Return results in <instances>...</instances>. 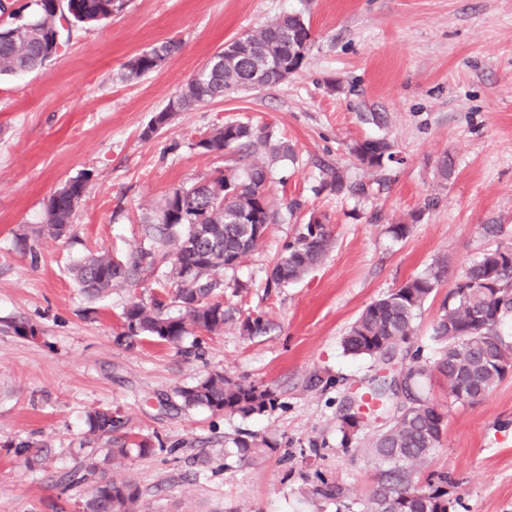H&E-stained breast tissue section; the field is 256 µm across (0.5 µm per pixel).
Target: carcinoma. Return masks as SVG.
I'll return each mask as SVG.
<instances>
[{"instance_id":"obj_1","label":"carcinoma","mask_w":512,"mask_h":512,"mask_svg":"<svg viewBox=\"0 0 512 512\" xmlns=\"http://www.w3.org/2000/svg\"><path fill=\"white\" fill-rule=\"evenodd\" d=\"M35 8L26 15L8 10L11 0H0V76H18L41 68L58 57L64 30L74 23L97 24L121 14L127 0H34ZM242 39L250 48L241 56L219 50L188 80L185 88L169 100L154 118L147 133L165 126L170 115L208 104L240 91L253 90L254 80L271 71V66L297 72L305 53L295 45L311 40V28L298 14H285L252 31ZM180 50V44L167 41L142 51L125 63L126 77L138 78L155 71ZM197 146L203 153L222 156L224 150L242 155L245 163L224 167V171L190 187L174 189L164 201L154 229L170 247L173 262L167 282L160 285L163 299L152 305L131 302L123 311L119 339L126 343L142 337L174 341L194 331L215 333L224 329V273L235 269L262 243L275 213L268 204V190L277 165L295 161L288 139L268 127L231 121L216 129ZM350 151L365 171L377 172L400 159L384 137L354 142ZM315 194L324 191L360 196L366 187L332 165L319 168ZM86 182L75 178L48 199L44 229L61 239L73 224ZM421 214L411 215V223H394L387 232L394 239L411 233ZM333 244L327 225H300L293 240L285 245L270 271V280L279 288L288 286L313 270ZM194 266L198 280H181L182 269ZM127 265L107 252L80 260L75 276L81 290L98 298L127 280ZM448 277V265L436 261L368 305L351 324L343 340L346 352L409 360L401 368L403 393L408 403L393 405L397 396L396 378L377 383L379 411L393 410L389 423L371 436L366 444L370 456L385 464L378 486L362 503L361 512H448L452 502L440 475L438 482L414 487L411 478L438 448L446 413L421 392L428 369L420 364L421 350L411 349L415 322L428 299ZM512 313V246L498 245L468 266L448 293L433 325V340L441 346L438 371L448 378L449 396L456 402L474 404L506 377L512 368V340L499 335V324ZM187 407H203L213 413L262 414L275 408L277 396L257 384H246L221 372L209 374L198 383L179 391ZM362 405L340 418L343 441H349L363 428ZM89 430L107 440L121 426L109 410L88 415ZM140 456L155 454L148 442L135 449L118 444L106 449L104 458L116 462L131 452ZM91 481L92 493L83 512H140L139 493L129 481L108 479L97 461L86 458L79 467L61 477L64 489ZM311 494L336 502V512L350 509L351 492L344 484L321 481Z\"/></svg>"}]
</instances>
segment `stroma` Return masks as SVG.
Wrapping results in <instances>:
<instances>
[{
	"label": "stroma",
	"mask_w": 512,
	"mask_h": 512,
	"mask_svg": "<svg viewBox=\"0 0 512 512\" xmlns=\"http://www.w3.org/2000/svg\"><path fill=\"white\" fill-rule=\"evenodd\" d=\"M288 13L312 31L299 72L173 113L148 134L225 42ZM66 39L43 69L0 77V512H82L90 484L65 492L55 477L106 447L88 431L95 410L112 411L124 434L156 449L105 468L138 487L141 512H336L310 493L321 477L364 502L381 472L364 437L387 418L368 416L347 442L339 418L388 366L347 353L346 332L371 302L444 260L448 278L413 338L435 364L443 296L482 253L512 243V0H131L109 23L72 25ZM167 40L180 42L178 54L125 77L132 56ZM232 120L278 130L296 154L270 191L276 223L224 275L244 292L219 333L117 342L127 304L161 294L166 266L136 259L164 250L150 228L165 197L223 169L198 143ZM378 135L399 162L368 174L349 148ZM445 155L453 171L444 180ZM323 161L366 182L367 194H314ZM75 177L87 194L73 236L51 238L41 231L46 201ZM314 212L328 218L332 249L299 282L269 285L270 266ZM415 212L409 236L393 239L388 225ZM486 224L509 234L486 238ZM97 251L133 271L93 300L71 267ZM256 317L263 331L243 334ZM214 371L268 387L276 407L245 417L184 406L179 390ZM425 390L447 417L413 483L447 476L452 512H512V375L474 404L452 401L436 372ZM238 438L265 449L244 457ZM22 442L46 464L15 455Z\"/></svg>",
	"instance_id": "35a3bbf8"
}]
</instances>
